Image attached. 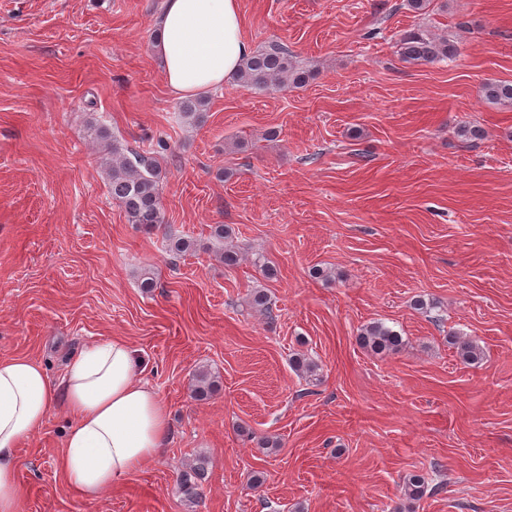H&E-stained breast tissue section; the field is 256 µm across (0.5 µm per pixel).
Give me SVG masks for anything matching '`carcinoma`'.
Returning a JSON list of instances; mask_svg holds the SVG:
<instances>
[{
    "instance_id": "1",
    "label": "carcinoma",
    "mask_w": 512,
    "mask_h": 512,
    "mask_svg": "<svg viewBox=\"0 0 512 512\" xmlns=\"http://www.w3.org/2000/svg\"><path fill=\"white\" fill-rule=\"evenodd\" d=\"M458 53L454 41L437 37L427 29L416 27L403 33L399 41L401 59L411 64L434 63L453 59ZM310 77V71L299 67L288 48L273 46L256 52L246 60L236 81L253 89L278 86H302ZM485 100L494 104L512 105V81H492L483 86ZM201 100L183 103L180 115L189 123H199L203 118ZM110 157L105 159L112 199L123 208L128 222L146 230L164 224L160 201V170L153 157L146 152L129 149L117 139L107 144ZM360 343L379 352H394L401 345L396 331L381 322L363 329ZM448 344L454 346L459 358L469 365L481 359L480 348L463 336H453ZM219 389L217 376L207 370L200 371L193 385V395L198 401L210 399ZM208 473V460L204 456L187 465L178 476V492L188 512H194L201 499V488ZM428 489V480L420 474L410 475L402 486L403 495L409 500L422 498Z\"/></svg>"
}]
</instances>
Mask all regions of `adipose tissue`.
<instances>
[{"label":"adipose tissue","mask_w":512,"mask_h":512,"mask_svg":"<svg viewBox=\"0 0 512 512\" xmlns=\"http://www.w3.org/2000/svg\"><path fill=\"white\" fill-rule=\"evenodd\" d=\"M239 0H165L152 52L172 92L190 96L223 88L251 54ZM127 339L113 336L69 360L50 379L34 359L0 358V512H16V452L49 413L73 417L56 466L66 486L94 499L156 462L170 439L168 411L139 378Z\"/></svg>","instance_id":"adipose-tissue-1"}]
</instances>
